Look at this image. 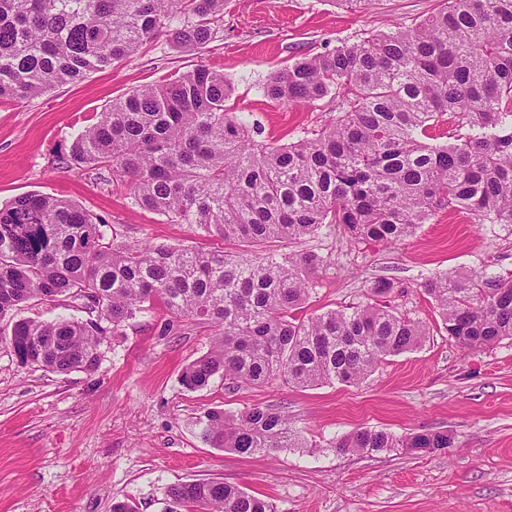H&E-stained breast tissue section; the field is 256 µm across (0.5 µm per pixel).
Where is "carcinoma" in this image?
<instances>
[{"instance_id": "1", "label": "carcinoma", "mask_w": 512, "mask_h": 512, "mask_svg": "<svg viewBox=\"0 0 512 512\" xmlns=\"http://www.w3.org/2000/svg\"><path fill=\"white\" fill-rule=\"evenodd\" d=\"M223 18L224 0H0V100L80 81L164 31L203 46ZM260 89L285 106L329 96L338 116L297 141L264 144L226 112L233 86L224 73L199 67L112 103L57 156L240 252L133 244L106 217L47 194L0 207V322L11 321L0 335L21 366L91 374L106 337L122 335L156 301L173 316L165 333L184 318L213 328L210 349L181 372L190 391L217 375L231 387L276 378L355 384L421 343L424 327L383 302L296 317L329 261L265 244L294 243L330 224L358 243L399 241L443 208L512 224V0H445L415 27L304 57ZM445 115L470 134L427 142ZM420 287L460 347L512 339V277L439 272ZM32 299L71 301L87 318L14 319ZM200 424L211 446L242 457L307 447L271 405L211 409ZM451 444L443 431L396 437L365 428L335 448ZM168 496V512H275L219 481L174 485Z\"/></svg>"}]
</instances>
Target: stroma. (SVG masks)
<instances>
[{
	"label": "stroma",
	"instance_id": "stroma-1",
	"mask_svg": "<svg viewBox=\"0 0 512 512\" xmlns=\"http://www.w3.org/2000/svg\"><path fill=\"white\" fill-rule=\"evenodd\" d=\"M441 0H229L210 43L181 46L168 33L129 59L29 100L0 102V206L28 193L74 201L105 216L130 241L213 248L195 226L132 203L126 187L60 164L59 154L112 101L199 66L224 72L227 106L259 126L266 143H287L336 113L331 99L283 107L263 97L268 75L298 59L419 23ZM329 261L302 313L372 302V281L390 279L388 300L426 328L422 344L387 358L364 381L297 387L273 380L231 389L214 377L200 391L179 382L210 347L208 326L170 318L162 304L130 320L102 347L92 374L20 366L0 340V512H166L167 490L221 481L267 497L276 512H512V340L463 351L441 327L420 282L441 271L512 273V224H475L440 211L417 233L355 243L334 228L299 244ZM271 405L308 445L240 457L203 441L205 412ZM397 436L452 434L451 448L372 456L342 454L354 429Z\"/></svg>",
	"mask_w": 512,
	"mask_h": 512
}]
</instances>
